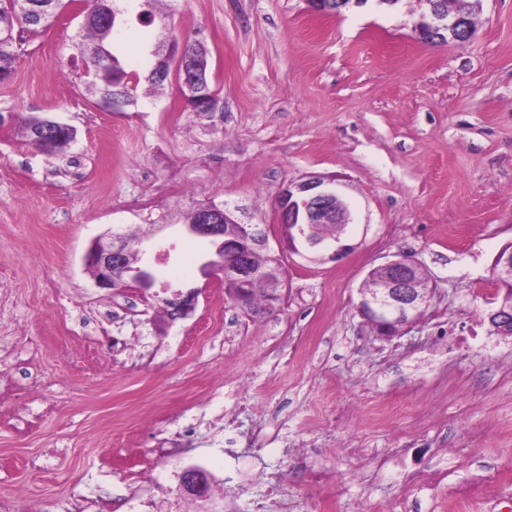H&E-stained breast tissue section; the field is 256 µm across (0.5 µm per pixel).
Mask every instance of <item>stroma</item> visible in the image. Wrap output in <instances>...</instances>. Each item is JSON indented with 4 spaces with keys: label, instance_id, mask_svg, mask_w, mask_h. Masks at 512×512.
Returning <instances> with one entry per match:
<instances>
[{
    "label": "stroma",
    "instance_id": "stroma-1",
    "mask_svg": "<svg viewBox=\"0 0 512 512\" xmlns=\"http://www.w3.org/2000/svg\"><path fill=\"white\" fill-rule=\"evenodd\" d=\"M75 0L25 37L12 77L0 83V344L28 336L39 360L0 358V486H19L33 512H64L66 487L110 489L147 462L157 438L190 437L179 467L230 478L259 495L256 463L285 465L282 448L224 447L223 414L239 427L272 418L314 468L342 483L301 476L296 499L336 500L335 512H442L457 491L469 512H512L484 477L512 479V337L487 313L491 267L512 243V0H481L474 36L418 40L419 0L313 14L306 0H165L164 26H132L121 58L139 68L145 38L169 28L209 51L219 109H185L176 85L139 89L111 112L84 85ZM49 114L78 136L50 158L21 135L23 115ZM335 178L359 214L352 251L311 263L281 252L286 297L250 318L200 272L203 248L183 236L184 215L229 204L244 224H277L281 190ZM168 225L177 247L153 250L157 285L200 289L194 313L170 320L135 290L104 327L95 318L113 291L98 288L83 257L110 231ZM401 253L419 261L436 291L408 333L384 340L358 314L368 272ZM71 342L83 370L55 355ZM402 408L374 421L364 396ZM326 407L327 430L313 419ZM353 448L385 454V469L348 479ZM43 453L44 469H29ZM437 470L440 484L406 488V471Z\"/></svg>",
    "mask_w": 512,
    "mask_h": 512
}]
</instances>
